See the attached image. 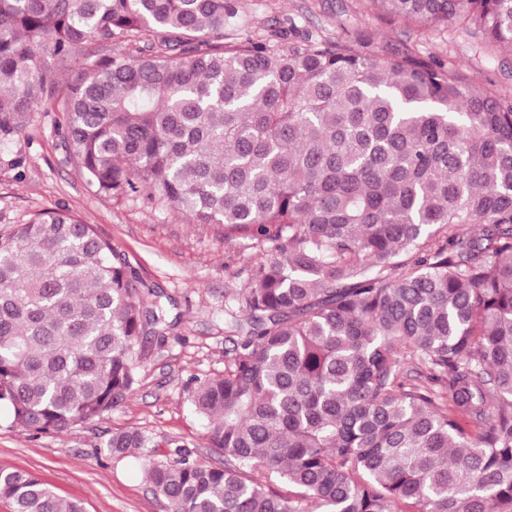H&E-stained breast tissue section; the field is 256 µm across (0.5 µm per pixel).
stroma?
I'll return each mask as SVG.
<instances>
[{"mask_svg": "<svg viewBox=\"0 0 512 512\" xmlns=\"http://www.w3.org/2000/svg\"><path fill=\"white\" fill-rule=\"evenodd\" d=\"M240 37L265 40L287 29L297 37L351 42L390 60L408 53L459 68L471 86L512 97V51L484 52L472 32L449 24L404 23L362 0H237ZM55 112L32 113L8 146L0 145V230L35 213L62 208L94 225L144 289L157 291L166 321L142 341L139 381L127 400L102 418L58 434L9 426L0 410V468L34 473L82 512H172L147 477L152 464L223 461L208 445L207 421L191 404L199 381L223 375L233 337L224 309L250 269L271 249L267 240L225 236L218 224H192L142 194L113 199L92 193L68 159ZM146 438L138 457L107 453L113 432Z\"/></svg>", "mask_w": 512, "mask_h": 512, "instance_id": "35a3bbf8", "label": "stroma"}]
</instances>
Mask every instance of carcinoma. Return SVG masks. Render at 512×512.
Listing matches in <instances>:
<instances>
[{"mask_svg": "<svg viewBox=\"0 0 512 512\" xmlns=\"http://www.w3.org/2000/svg\"><path fill=\"white\" fill-rule=\"evenodd\" d=\"M512 48V0H365ZM231 0H0V142L60 102L97 195L272 247L194 388L224 465L148 469L173 512H512V100L405 54L240 40ZM98 49L92 51L90 46ZM81 58L65 94L48 60ZM91 224L0 231V408L34 434L112 411L164 322ZM412 366L411 371L404 366ZM145 446L107 442L115 461ZM288 486V494L275 489ZM12 512H82L0 469Z\"/></svg>", "mask_w": 512, "mask_h": 512, "instance_id": "carcinoma-1", "label": "carcinoma"}]
</instances>
